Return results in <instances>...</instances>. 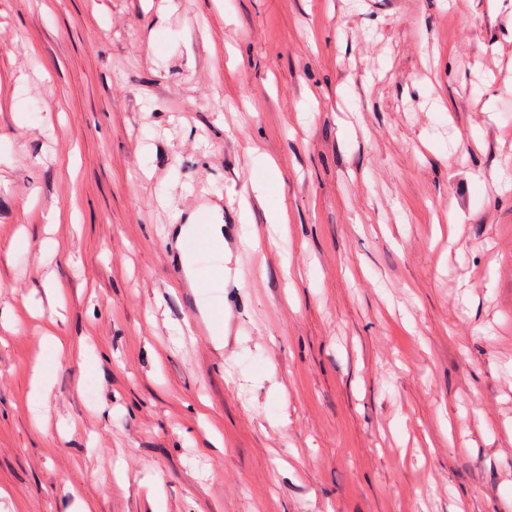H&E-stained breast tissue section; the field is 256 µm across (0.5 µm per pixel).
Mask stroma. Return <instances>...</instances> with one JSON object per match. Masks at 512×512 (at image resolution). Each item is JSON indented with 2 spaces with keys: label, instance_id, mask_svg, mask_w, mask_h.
Here are the masks:
<instances>
[{
  "label": "stroma",
  "instance_id": "1",
  "mask_svg": "<svg viewBox=\"0 0 512 512\" xmlns=\"http://www.w3.org/2000/svg\"><path fill=\"white\" fill-rule=\"evenodd\" d=\"M510 128L512 0H0V512H512ZM195 237L200 250L207 254L208 262L194 288L185 293L186 308L188 312H192L197 307V302L206 299L207 309L218 320L224 315V291L240 288L246 277L245 270L241 264L231 262L225 265L221 259L223 251L212 248L203 227L195 231Z\"/></svg>",
  "mask_w": 512,
  "mask_h": 512
}]
</instances>
